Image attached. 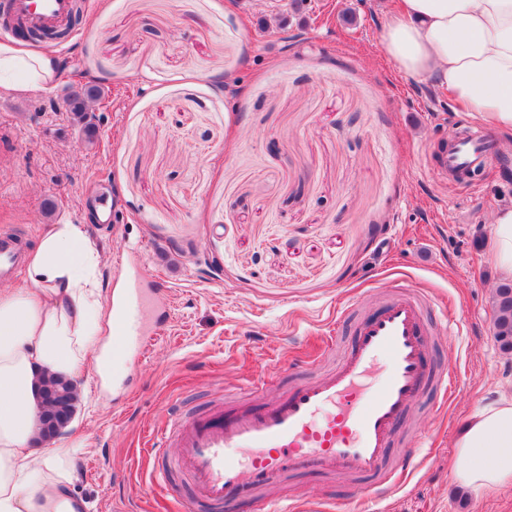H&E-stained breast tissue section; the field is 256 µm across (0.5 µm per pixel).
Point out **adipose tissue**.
Here are the masks:
<instances>
[{
  "instance_id": "obj_1",
  "label": "adipose tissue",
  "mask_w": 512,
  "mask_h": 512,
  "mask_svg": "<svg viewBox=\"0 0 512 512\" xmlns=\"http://www.w3.org/2000/svg\"><path fill=\"white\" fill-rule=\"evenodd\" d=\"M383 49L397 70L448 88L454 103L512 134V0H401ZM57 56L0 42V92L51 91ZM492 252L512 279V206L493 216ZM27 285L0 290V512H84L67 449L46 447L38 415L44 374L112 375L99 254L84 225L56 224L26 252ZM452 473L472 493L512 485V397L475 411L454 441Z\"/></svg>"
}]
</instances>
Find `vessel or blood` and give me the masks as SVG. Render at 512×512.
Segmentation results:
<instances>
[{"mask_svg": "<svg viewBox=\"0 0 512 512\" xmlns=\"http://www.w3.org/2000/svg\"><path fill=\"white\" fill-rule=\"evenodd\" d=\"M5 8L11 20L8 32L18 38L65 30L75 11L74 0H7ZM495 157L490 135L463 124L450 135L439 170L470 176L488 169ZM23 254V240L0 237V279L19 278ZM120 300L113 329L125 350L149 337L146 298L141 290L127 288ZM433 313L428 295L397 285L377 315L360 318L354 340L334 370L293 384L270 403L173 416L176 466L193 480L200 506L222 512L247 495L254 512H277V501L266 497V490L308 464L329 475L365 477L369 498L389 496L399 479L384 464L399 424L424 393H434L442 406L452 394L453 374L427 361V322ZM382 359L387 377L379 388L368 389V373Z\"/></svg>", "mask_w": 512, "mask_h": 512, "instance_id": "b4317fda", "label": "vessel or blood"}]
</instances>
